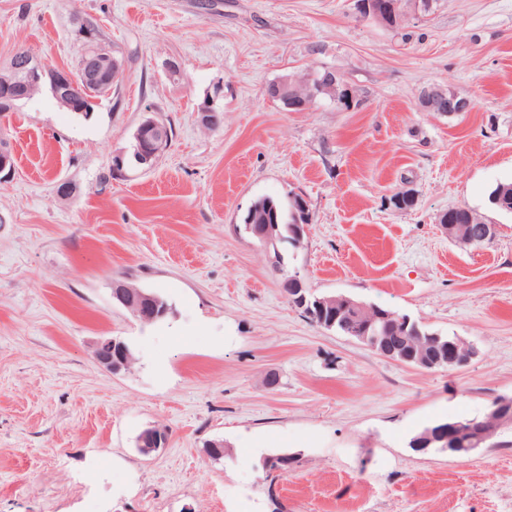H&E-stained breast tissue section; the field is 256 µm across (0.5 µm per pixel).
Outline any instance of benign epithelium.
I'll use <instances>...</instances> for the list:
<instances>
[{
  "mask_svg": "<svg viewBox=\"0 0 512 512\" xmlns=\"http://www.w3.org/2000/svg\"><path fill=\"white\" fill-rule=\"evenodd\" d=\"M414 13L424 15L421 0H401L398 3V24H404L407 16ZM124 64L117 59L114 52L99 40H92L89 57L83 64L82 79L84 84L93 90V94L104 97L112 93V83L120 77ZM14 83L12 87L19 90L22 97L28 95L31 87L39 84L43 79L50 81V89L57 102L64 106H72L77 90V83L72 74L67 70L53 69L39 60L33 53L23 54V63L13 66ZM334 75L330 72L322 73L318 70L311 71L304 83L294 80H284L267 88V98L270 100H286L288 107L294 112H303L308 109L315 99V89L321 87L325 80H331ZM420 105L426 112L448 111V115L470 110L471 101L446 88L429 86L420 95ZM224 120L223 109L217 100L206 102L198 110V121L206 128L215 129ZM134 152L133 159L137 168L149 170L154 167L157 160L168 149L171 142L169 126L161 119L152 115H146L133 134ZM460 211L458 207H452L439 215V222L448 231V238L460 245L471 246L475 243L483 244L492 239L494 226L483 224L476 233L467 234L464 229L451 223L452 216ZM278 225L276 224H248L246 232L251 238L264 245L275 239ZM112 299L130 313L143 314L149 320L155 321L168 312V308L159 307V299L153 294H147L136 290L123 283L113 285ZM119 347L121 352H126V344L119 338L108 337L100 340L95 347L94 357L96 361L110 372L118 373L120 368L112 366V346ZM487 420L493 423H505L512 420V397L503 396L498 399L487 412ZM491 435L483 429V424L472 422L468 427L459 423H450L448 428L439 430L436 435L429 436L430 441L442 444V447L455 448L462 444V440L478 446L489 441ZM167 438L152 431L142 434L139 447L145 454L165 447Z\"/></svg>",
  "mask_w": 512,
  "mask_h": 512,
  "instance_id": "obj_1",
  "label": "benign epithelium"
}]
</instances>
